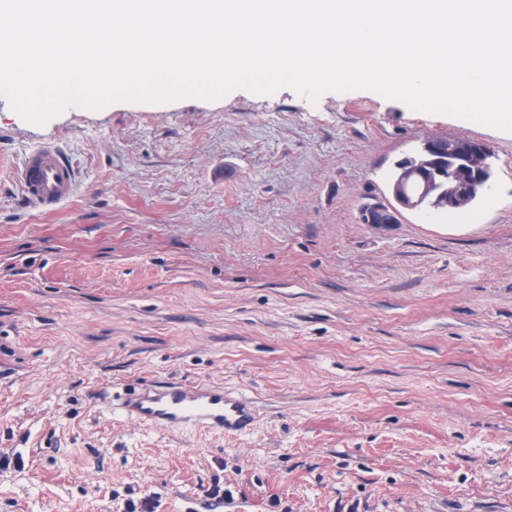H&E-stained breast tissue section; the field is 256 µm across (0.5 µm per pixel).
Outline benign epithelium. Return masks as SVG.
Here are the masks:
<instances>
[{"instance_id": "benign-epithelium-1", "label": "benign epithelium", "mask_w": 512, "mask_h": 512, "mask_svg": "<svg viewBox=\"0 0 512 512\" xmlns=\"http://www.w3.org/2000/svg\"><path fill=\"white\" fill-rule=\"evenodd\" d=\"M488 145L480 140L454 137L434 138L421 149L402 158L395 167L404 171V177H413L418 190H401L397 209L386 201L374 200L359 209L363 224H396L402 210H416L427 198L435 213L463 209L475 195H484L492 189L493 169Z\"/></svg>"}]
</instances>
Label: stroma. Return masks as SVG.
<instances>
[{
	"label": "stroma",
	"mask_w": 512,
	"mask_h": 512,
	"mask_svg": "<svg viewBox=\"0 0 512 512\" xmlns=\"http://www.w3.org/2000/svg\"><path fill=\"white\" fill-rule=\"evenodd\" d=\"M432 136L493 151L465 210L368 225ZM57 145L79 185L28 207ZM252 398L243 435L146 424L131 386ZM0 512H512V132L365 90L70 107L0 98ZM19 181L28 200L42 209H54L75 190V172L62 153L47 143L25 160Z\"/></svg>",
	"instance_id": "obj_1"
}]
</instances>
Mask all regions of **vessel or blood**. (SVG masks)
<instances>
[{
	"label": "vessel or blood",
	"mask_w": 512,
	"mask_h": 512,
	"mask_svg": "<svg viewBox=\"0 0 512 512\" xmlns=\"http://www.w3.org/2000/svg\"><path fill=\"white\" fill-rule=\"evenodd\" d=\"M19 181L28 200L53 209L75 190V172L53 144H45L25 160ZM125 414L151 424L203 428L211 432L246 433L255 418L252 401L221 387H199L166 381L149 392L127 391Z\"/></svg>",
	"instance_id": "obj_1"
}]
</instances>
